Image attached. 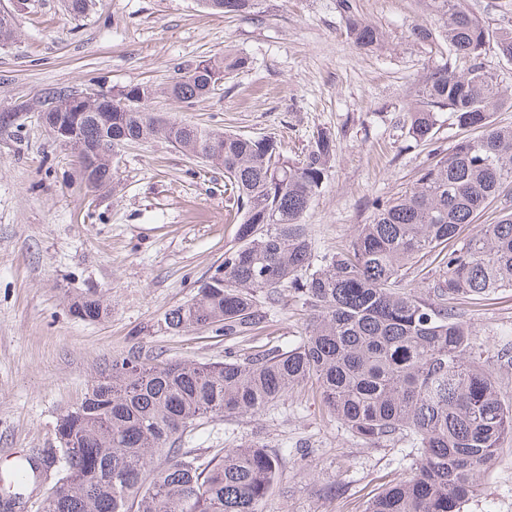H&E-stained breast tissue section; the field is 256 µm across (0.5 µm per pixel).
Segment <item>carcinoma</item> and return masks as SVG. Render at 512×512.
<instances>
[{"mask_svg":"<svg viewBox=\"0 0 512 512\" xmlns=\"http://www.w3.org/2000/svg\"><path fill=\"white\" fill-rule=\"evenodd\" d=\"M199 0L221 14L252 13L257 0ZM81 19L94 0H65ZM439 24L448 53L468 62L428 76L419 101L402 111L401 129L417 143L434 139L440 112L458 127L477 130L423 166L413 187L374 203L348 247L314 253L303 219L326 179L335 153L325 133L299 161L283 155L271 137L218 132L149 111L158 94L190 105L209 96L247 59L225 54L203 59L159 89L125 86L102 95L93 113L62 112L76 148L82 183L94 191L113 180L102 141L162 140L191 158L224 169L242 213L239 244L224 251V278L206 279L195 296L165 314L164 328L179 333L205 322L224 337L246 336L265 322L260 299L274 303L293 292L313 312L305 336L286 350L257 349L222 362L156 363L134 353L112 360L81 403L55 425L59 447L20 458L9 485L17 490L60 465L45 512H262L284 456L257 444L218 448L202 457L180 441L206 419L248 416L313 383L316 393L351 435L373 444L409 442L418 449L409 471L387 486L366 512H464L480 476L503 439L512 437V408L501 402L490 358L474 348L471 326L448 304L458 295H491L512 288V128L496 125L503 101L498 79L481 55L490 33L461 0H420ZM347 34L360 50L384 36L356 17L343 0ZM9 14H0V45L15 39ZM501 57L512 61V26L495 34ZM66 87L40 94L46 111ZM500 203L493 224L479 215ZM473 226L461 246L451 242ZM427 256L439 259L438 277L418 296L403 290L408 274ZM71 310L96 322L110 310L91 294Z\"/></svg>","mask_w":512,"mask_h":512,"instance_id":"1","label":"carcinoma"}]
</instances>
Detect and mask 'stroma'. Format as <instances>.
I'll list each match as a JSON object with an SVG mask.
<instances>
[{"mask_svg":"<svg viewBox=\"0 0 512 512\" xmlns=\"http://www.w3.org/2000/svg\"><path fill=\"white\" fill-rule=\"evenodd\" d=\"M380 28L385 46L356 49L341 0H258L253 14H215L197 0H95L73 19L63 0H0L17 36L0 46V109L17 124L0 131V469L15 456L56 445L60 413L79 403L113 359L218 362L253 347L287 349L309 313L282 292L262 304L255 335L227 339L206 329L166 331L165 313L195 295L236 246L224 172L161 141L120 147L111 187L89 191L66 151L30 107L43 89L164 85L201 59L248 60L208 97L166 98L148 108L190 125L272 137L300 159L318 133L336 145L320 195L305 216L316 253H333L369 223L372 203L410 188L462 131L449 112L430 144L398 127L435 69L455 66L440 37L411 35L418 0H351ZM94 290L111 308L88 322L69 297ZM474 343H512V288L460 300ZM244 442L284 452L263 512H364L404 473L407 447L369 444L333 418L311 387L254 415L204 421L185 440L205 455ZM464 512H512V442H504Z\"/></svg>","mask_w":512,"mask_h":512,"instance_id":"obj_1","label":"stroma"}]
</instances>
